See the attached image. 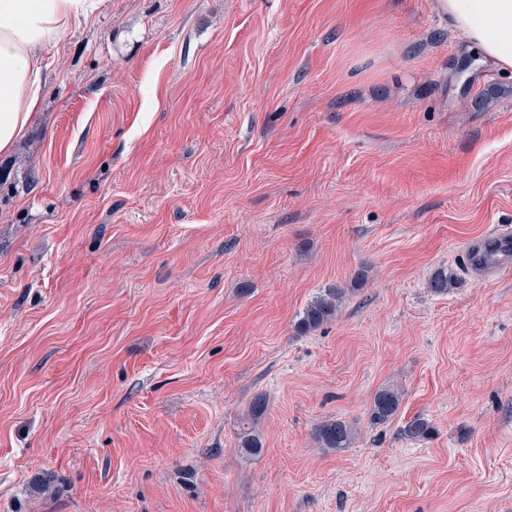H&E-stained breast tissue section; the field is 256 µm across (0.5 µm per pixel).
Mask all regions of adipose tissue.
Here are the masks:
<instances>
[{"label":"adipose tissue","instance_id":"ef3b65f1","mask_svg":"<svg viewBox=\"0 0 512 512\" xmlns=\"http://www.w3.org/2000/svg\"><path fill=\"white\" fill-rule=\"evenodd\" d=\"M103 0H0V153L29 126L45 86L42 54ZM478 60L512 74V0H434Z\"/></svg>","mask_w":512,"mask_h":512}]
</instances>
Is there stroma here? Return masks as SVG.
<instances>
[{
    "mask_svg": "<svg viewBox=\"0 0 512 512\" xmlns=\"http://www.w3.org/2000/svg\"><path fill=\"white\" fill-rule=\"evenodd\" d=\"M433 3L104 0L48 48L0 154V512H512V270L463 265L512 226V77ZM355 288L353 285L350 289L341 286L329 287L314 296L300 315L296 325L298 332L309 333L337 317L349 290L352 292ZM401 392L394 387H383L376 391L370 406V420L383 424L397 414L401 404ZM267 402L263 395L255 396L241 418L238 432V449L245 457H257L261 454L263 444L256 430L257 420L266 412ZM316 437L323 448L339 452L350 448L354 440L352 426L340 420H327L316 428Z\"/></svg>",
    "mask_w": 512,
    "mask_h": 512,
    "instance_id": "35a3bbf8",
    "label": "stroma"
}]
</instances>
